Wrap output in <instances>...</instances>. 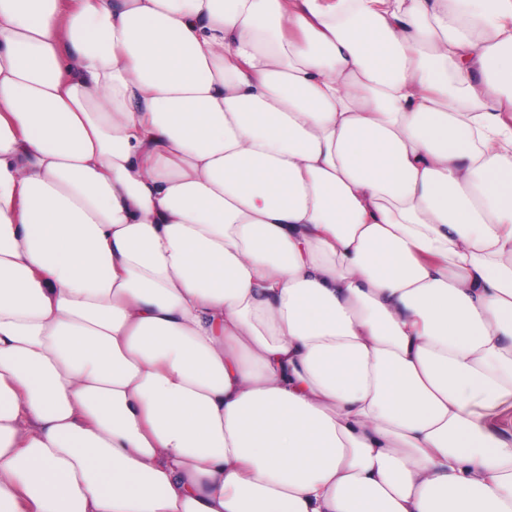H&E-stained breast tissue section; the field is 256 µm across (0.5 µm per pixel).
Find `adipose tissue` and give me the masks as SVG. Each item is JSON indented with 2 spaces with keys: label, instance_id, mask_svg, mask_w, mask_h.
<instances>
[{
  "label": "adipose tissue",
  "instance_id": "obj_1",
  "mask_svg": "<svg viewBox=\"0 0 512 512\" xmlns=\"http://www.w3.org/2000/svg\"><path fill=\"white\" fill-rule=\"evenodd\" d=\"M512 0H0V512H512Z\"/></svg>",
  "mask_w": 512,
  "mask_h": 512
}]
</instances>
